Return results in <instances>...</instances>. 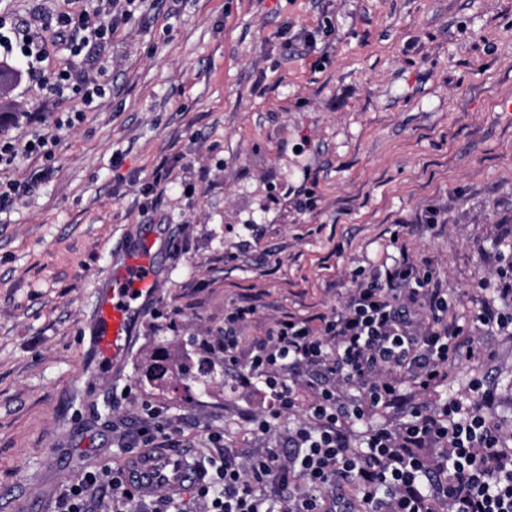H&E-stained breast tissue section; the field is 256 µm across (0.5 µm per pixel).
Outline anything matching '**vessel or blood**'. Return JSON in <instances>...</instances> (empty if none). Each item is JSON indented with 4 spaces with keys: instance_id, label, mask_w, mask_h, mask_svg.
<instances>
[{
    "instance_id": "b4317fda",
    "label": "vessel or blood",
    "mask_w": 512,
    "mask_h": 512,
    "mask_svg": "<svg viewBox=\"0 0 512 512\" xmlns=\"http://www.w3.org/2000/svg\"><path fill=\"white\" fill-rule=\"evenodd\" d=\"M154 244L142 241L121 266L108 269V288L98 293L88 339L90 374L112 376L123 367L135 337L136 325L158 295ZM127 479L133 494L148 498L164 491L179 494L199 484L202 475L178 448H158L131 455Z\"/></svg>"
}]
</instances>
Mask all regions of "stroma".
Listing matches in <instances>:
<instances>
[{
	"instance_id": "stroma-1",
	"label": "stroma",
	"mask_w": 512,
	"mask_h": 512,
	"mask_svg": "<svg viewBox=\"0 0 512 512\" xmlns=\"http://www.w3.org/2000/svg\"><path fill=\"white\" fill-rule=\"evenodd\" d=\"M85 2L6 0L8 24L36 21L42 71L81 67L51 18ZM7 61L21 113L0 140L29 139L38 112L57 145L0 169L3 184L45 174L0 210V512H60L85 471L124 463L155 410L198 455L220 456L213 430L286 447L300 412L251 432L263 395L203 347L235 307L255 306L254 335L330 312L403 248L446 284L449 319L492 293L493 240H512V0H146L112 38L105 98L71 126L78 97L27 77L20 52ZM162 164L165 193L146 195ZM146 238L162 241L157 300L121 376L88 383L96 290ZM475 345L481 358L414 403L482 378L512 418V335ZM160 354L212 366L210 384L142 380Z\"/></svg>"
}]
</instances>
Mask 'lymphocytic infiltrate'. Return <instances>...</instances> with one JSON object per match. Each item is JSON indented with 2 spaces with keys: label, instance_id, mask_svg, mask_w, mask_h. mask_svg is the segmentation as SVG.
<instances>
[{
  "label": "lymphocytic infiltrate",
  "instance_id": "obj_1",
  "mask_svg": "<svg viewBox=\"0 0 512 512\" xmlns=\"http://www.w3.org/2000/svg\"><path fill=\"white\" fill-rule=\"evenodd\" d=\"M143 4L112 0L107 18L97 8L60 12L55 28L73 55L102 51ZM495 258L493 301L461 322L447 319V289L404 253L375 265L342 308L277 320L261 336L241 334L255 308H234L213 347L225 368H246L241 384L260 385L270 400L246 415L253 431L268 433L292 410L303 383L313 396L288 429L287 450L225 448L197 486L205 512H512V427L492 414L493 390L475 383L470 396L433 407L407 400L408 389L440 386L449 364L475 358L472 328L512 335V268L505 251ZM383 408L399 409V423L352 435ZM98 491L141 512L120 468L86 472L65 512H96Z\"/></svg>",
  "mask_w": 512,
  "mask_h": 512
}]
</instances>
